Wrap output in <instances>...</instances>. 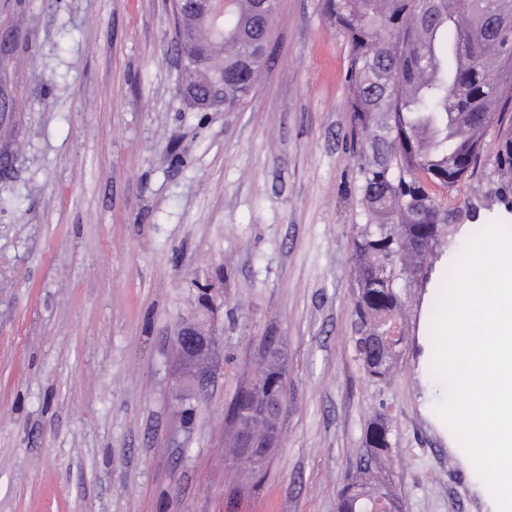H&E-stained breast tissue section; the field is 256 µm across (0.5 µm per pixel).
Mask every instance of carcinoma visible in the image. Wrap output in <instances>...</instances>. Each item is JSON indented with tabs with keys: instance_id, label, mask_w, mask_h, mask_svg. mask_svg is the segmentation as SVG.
I'll use <instances>...</instances> for the list:
<instances>
[{
	"instance_id": "carcinoma-1",
	"label": "carcinoma",
	"mask_w": 512,
	"mask_h": 512,
	"mask_svg": "<svg viewBox=\"0 0 512 512\" xmlns=\"http://www.w3.org/2000/svg\"><path fill=\"white\" fill-rule=\"evenodd\" d=\"M224 18L225 37L209 38L214 69H224V111L235 112L252 93L264 65L256 46L273 21L251 19L249 3ZM322 16L349 45L345 107L360 139L357 167L365 223L355 225L358 278L354 312L375 330L397 324L400 280L430 253L448 218L431 185L453 188L480 160L487 132L498 130L495 172L512 181V0H321ZM386 277L389 287H377ZM403 336L378 351L382 380ZM281 361L268 362L242 388L227 416L263 407L281 392ZM384 417L365 428L366 463L337 493V512H402L386 477L392 447Z\"/></svg>"
}]
</instances>
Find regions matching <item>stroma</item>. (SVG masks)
<instances>
[{
  "instance_id": "obj_1",
  "label": "stroma",
  "mask_w": 512,
  "mask_h": 512,
  "mask_svg": "<svg viewBox=\"0 0 512 512\" xmlns=\"http://www.w3.org/2000/svg\"><path fill=\"white\" fill-rule=\"evenodd\" d=\"M0 512H336L385 415L403 512H490L420 409L425 285L403 282L406 345L368 377L352 338L363 208L345 108L348 48L320 0H279L266 69L236 112L181 100L169 0H0ZM497 133L454 190L439 249L512 204ZM214 340L179 386L174 342ZM287 357L282 445L260 475L224 446L226 410Z\"/></svg>"
}]
</instances>
